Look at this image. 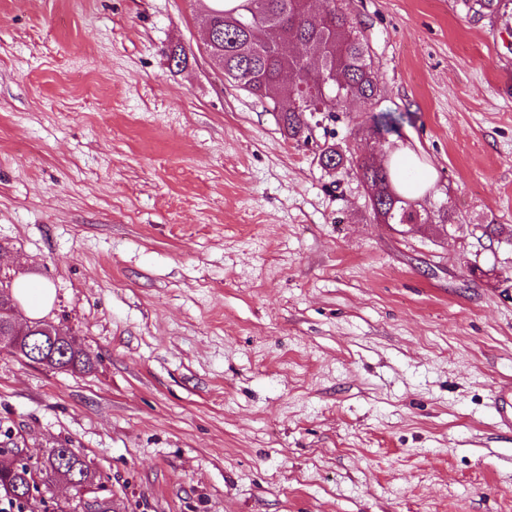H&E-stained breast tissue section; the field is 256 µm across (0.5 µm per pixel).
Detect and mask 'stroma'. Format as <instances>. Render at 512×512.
<instances>
[{"instance_id": "1", "label": "stroma", "mask_w": 512, "mask_h": 512, "mask_svg": "<svg viewBox=\"0 0 512 512\" xmlns=\"http://www.w3.org/2000/svg\"><path fill=\"white\" fill-rule=\"evenodd\" d=\"M208 6L0 0V279L92 361L0 354V429L114 512H512V0H346L380 91L305 143L212 67ZM382 112L445 233L374 219ZM403 120L404 116L402 114L383 112L375 119L373 126L369 130L368 137L374 140L377 138L385 140V135L395 132ZM16 295L25 305L28 318L40 317L51 305L52 289L36 280H21L15 288ZM49 466H45L46 484L55 481L56 474H69L74 483V496L79 497V503L82 501L81 490L87 486H92L96 480V472L90 469V465L82 458V455L75 448H68L64 444H57L50 448L48 457ZM45 484V486H46ZM89 487H85L83 498Z\"/></svg>"}]
</instances>
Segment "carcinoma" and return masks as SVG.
I'll use <instances>...</instances> for the list:
<instances>
[{
  "label": "carcinoma",
  "mask_w": 512,
  "mask_h": 512,
  "mask_svg": "<svg viewBox=\"0 0 512 512\" xmlns=\"http://www.w3.org/2000/svg\"><path fill=\"white\" fill-rule=\"evenodd\" d=\"M218 37L209 54L224 60V74L231 76L251 95L265 100L279 113L285 136L300 140L309 136L307 114L321 112L327 103L319 93L302 88L304 62L315 60L335 75L336 82L326 86L327 98L345 99L351 105L373 99L378 82L369 46L357 23L339 3L321 18L311 16L301 0H245L231 10L224 0H211L208 13ZM401 114L381 113L369 130L368 137L377 139L398 129ZM319 162L327 170L344 167L345 156L334 145L319 153ZM360 178L378 190L369 198L374 217L379 223L401 224L412 216V205L394 187L393 173L366 162L359 166ZM91 366L90 357L79 343L55 355L50 368L60 371H82ZM45 480L55 481L58 474L75 480L74 496L91 486L96 472L74 448L58 444L50 449ZM29 488L24 469H0V494L11 507L24 512Z\"/></svg>",
  "instance_id": "1"
}]
</instances>
